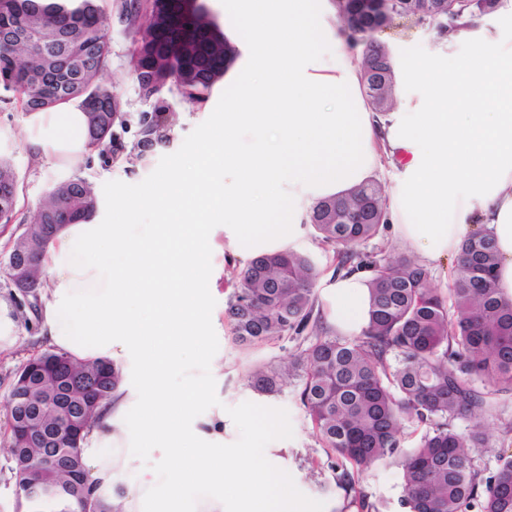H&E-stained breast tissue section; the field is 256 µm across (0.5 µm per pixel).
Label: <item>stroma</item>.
<instances>
[{
	"mask_svg": "<svg viewBox=\"0 0 512 512\" xmlns=\"http://www.w3.org/2000/svg\"><path fill=\"white\" fill-rule=\"evenodd\" d=\"M126 0H100L99 5L109 18L108 34L112 42V66L103 80L117 84L121 97V116L113 127L110 142L89 149L84 161L76 166H52L37 163L25 146L28 115L17 101L0 92V158L8 159L18 174V203L13 224L0 228V253L4 252L21 225L29 223L47 192L56 183L73 177L90 182L98 197L94 221L108 224L113 208L139 197L163 172L191 157L212 129L224 118V108L236 95L235 81L217 87L202 105L189 104L173 93L163 100L144 98L129 65L130 28L126 20ZM380 38L392 49L398 70L409 63L434 53V36L403 21L381 33ZM164 105L170 121L166 141L155 144L144 159H136L133 147L140 138L143 115L152 114L157 105ZM232 238L223 225L209 227L207 260L212 284L207 296L209 306L210 350L207 355H187L183 368L187 375H205L209 362H218L220 371L212 381L213 394L209 404L199 407L198 417H224V446L241 448L250 439L249 413L256 410L268 417L273 431L261 448L263 455L275 460L288 478L290 493L304 502L309 512H349L348 499L337 488L334 474L328 468L304 411L297 399L296 386H289L274 397L259 395L248 385L247 376L254 367L296 355L302 345L288 338L246 349L239 346L231 326L224 317V306L239 270L232 262ZM0 299L9 303L20 336L19 345L9 352H0V445L7 440L6 401L8 389L17 367L30 354L40 349L38 340L41 322L29 301L13 288L0 272ZM512 424V395L500 396L486 427V447L471 449L475 465L494 471L498 455H512V434H505ZM361 487L374 503L377 512H403L400 500L403 485L400 470L388 463L371 466L363 475Z\"/></svg>",
	"mask_w": 512,
	"mask_h": 512,
	"instance_id": "stroma-1",
	"label": "stroma"
}]
</instances>
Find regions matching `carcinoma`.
<instances>
[{
  "mask_svg": "<svg viewBox=\"0 0 512 512\" xmlns=\"http://www.w3.org/2000/svg\"><path fill=\"white\" fill-rule=\"evenodd\" d=\"M344 0L337 6L342 33L357 57L361 92L383 115L397 96L396 61L379 33L416 16L436 36L465 16L496 11L500 0ZM130 63L145 98L176 91L189 103L206 102L238 50L201 0H131ZM112 63L107 17L98 0H0V89L22 110L48 111L76 102L85 111L89 146L112 137L122 105L117 87L100 79ZM163 107L143 129L137 156L167 136ZM17 183L0 158V203ZM97 195L82 178L55 185L10 251L16 265L43 277L48 242L66 224L89 221ZM387 197L369 179L342 197L310 208L308 223L323 246L333 248L335 270L372 273L367 325L354 338L330 334L317 309L318 269L293 249L253 257L237 273L225 306L236 343L258 346L291 336L309 341L299 354L255 367L251 387L281 394L299 381V401L336 485L356 512H375L359 477L379 462L402 473L405 512H512V455L485 474L469 449L487 441L484 421L496 396L512 394V298L495 288L499 262L494 239L481 232L465 238L448 290L433 283L428 268L407 256L358 247L381 236ZM123 385V372L106 359L81 360L54 349L32 353L16 370L7 396V446L15 494L28 512H121L92 496L82 445L97 409ZM464 419L465 429L453 421ZM407 422L425 426L411 448L402 444ZM56 465L40 469L38 449Z\"/></svg>",
  "mask_w": 512,
  "mask_h": 512,
  "instance_id": "obj_1",
  "label": "carcinoma"
}]
</instances>
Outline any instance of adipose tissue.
<instances>
[{"instance_id":"ef3b65f1","label":"adipose tissue","mask_w":512,"mask_h":512,"mask_svg":"<svg viewBox=\"0 0 512 512\" xmlns=\"http://www.w3.org/2000/svg\"><path fill=\"white\" fill-rule=\"evenodd\" d=\"M224 13L251 32L253 67L224 109V133L197 150L191 173L157 177L122 203L108 224H68L42 259L47 296L39 309L45 345L81 359L114 360L129 349L139 368L134 390L102 407L83 444L92 493L120 500L123 512L157 497L156 512H190L177 491L218 486L244 512H307L288 480L250 448L226 452L219 423L192 420L211 396L205 378L171 386L187 354H204L209 225L232 232L240 258L288 248L310 206L369 179L381 162L401 164L388 218L428 262L455 256L476 230L495 239V286L512 297V25L469 21L437 39L436 52L403 74L414 90L400 111L371 112L336 10L308 0H224ZM336 38L322 54L316 35ZM468 52H461L462 44ZM255 143L241 150V130ZM86 115L67 104L32 113L27 145L45 163L76 164L87 154ZM160 210L145 242L127 221ZM123 257L113 266V253ZM369 273L328 279L339 333L366 325ZM137 406L135 425L125 420ZM134 443L146 458L138 480L119 492L112 449ZM175 467H167V460Z\"/></svg>"}]
</instances>
